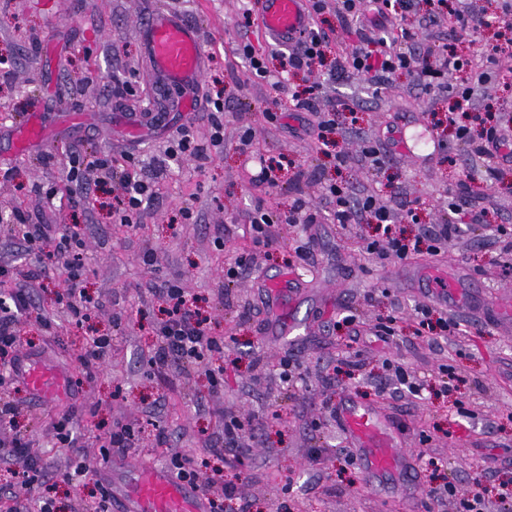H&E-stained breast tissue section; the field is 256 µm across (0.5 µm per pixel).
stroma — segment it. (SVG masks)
Listing matches in <instances>:
<instances>
[{"mask_svg":"<svg viewBox=\"0 0 512 512\" xmlns=\"http://www.w3.org/2000/svg\"><path fill=\"white\" fill-rule=\"evenodd\" d=\"M181 9L201 31L208 65L201 98L223 95L224 143L209 147L210 109L189 116L172 114L169 122L128 139L116 129L119 113L149 111L156 97L145 83L138 32L151 9ZM240 0H0V54L11 63V86H0V208L27 210L34 223L55 224L85 240L84 276L79 287L94 309L83 326L68 323L57 297L67 287L61 269L41 277L33 291L40 313L52 316L53 327L32 321L21 327L36 358L69 377L66 394L52 403L32 398L27 389L7 388L0 398L18 406L17 425L34 441L38 465L55 479L58 512H72L95 494V481L75 476L71 449L47 438L43 423L50 414L75 410L69 429L93 458L100 479L109 480L125 462L166 472L171 455L194 461L208 449L224 445L227 416L248 417L251 428L238 440L246 453L225 466L224 477L237 484L251 512H424L429 490L451 485L433 505L434 512H457L461 499L481 487L487 512H498L501 484L512 482V328L486 321L477 308H452L421 294L410 271L432 263L464 271L477 295L512 296V268L505 267L501 244L489 228L512 227V169L498 181L472 167L466 144L448 129V95L426 92L415 73L393 76L390 88L374 90L362 81H324L315 105L339 113L338 149L348 155L343 166L317 153L311 125L313 113L295 108L292 95L308 85L309 74L284 75L271 62V79L255 82L236 52L241 42L264 49L268 40L258 26L238 25ZM430 0H414L407 16L416 26L415 49L437 64L448 41L443 28L425 25ZM59 40L60 53L48 43ZM140 81L136 95L118 90L123 80ZM286 115L285 124L268 122L263 112ZM39 113L46 136L22 155L12 156L14 131ZM190 125L207 148L199 160H172L166 150L181 125ZM252 131L250 147L240 137ZM435 142L430 151L413 155L401 150L400 133ZM382 141L384 166L370 172L357 160L365 141ZM141 156L144 179L160 187L136 230L113 225L108 213L112 195L100 185L99 171L86 174L95 205L58 208L45 192L61 186L62 169L72 148ZM282 157L301 165L307 180L294 183L283 170L277 187H254L250 178L259 158ZM335 180L359 191L373 186L382 200L395 206L396 228L405 235L423 234L443 223L459 182L483 209V223L464 228L437 255L410 260L378 261L364 255L376 239L374 225L333 223L322 196L325 182ZM303 197L319 217L314 224L279 227V239L254 253L245 232L247 213L257 203L288 211ZM418 213L405 218V205ZM191 209L197 223L184 224L180 212ZM309 248L307 262L297 263L306 281L293 310L305 322L295 341L264 335L270 306L256 283L261 273L287 269L296 246ZM156 252L154 265L144 264L145 247ZM255 255L250 272L234 284L224 282V266L237 255ZM177 281L201 299L212 328L229 336L224 348V384L212 388L204 372L148 373L141 356L156 342L163 303L155 290ZM429 307L433 318L455 319L460 329L444 334L420 331L416 313ZM372 326L395 318L388 341L356 336L345 316ZM115 337L111 359L93 380H85L79 355L86 337ZM298 362L302 376L282 380L284 353ZM403 364L422 382L420 395L397 389L387 362ZM457 390L445 392L446 380ZM376 404L403 426L407 452L415 459L414 494L373 491L359 465L348 464L347 441L336 425L333 409L343 398ZM466 414H459L457 402ZM140 427V446L127 457H102L99 439L115 423ZM164 433V453L155 450ZM431 440L421 444V434ZM72 481H60L64 472Z\"/></svg>","mask_w":512,"mask_h":512,"instance_id":"1","label":"stroma"}]
</instances>
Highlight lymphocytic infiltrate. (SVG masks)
Here are the masks:
<instances>
[{
	"instance_id": "f902f5d3",
	"label": "lymphocytic infiltrate",
	"mask_w": 512,
	"mask_h": 512,
	"mask_svg": "<svg viewBox=\"0 0 512 512\" xmlns=\"http://www.w3.org/2000/svg\"><path fill=\"white\" fill-rule=\"evenodd\" d=\"M308 2L312 26L305 41L297 47L275 49L264 55L256 53L251 44L239 43L238 53L251 77L266 80L270 75L268 60L272 57L278 59L282 72L303 70L314 75V82L295 98L297 108L303 110L313 107L320 88L318 79L324 75L331 79L362 78L378 89L386 87L392 76L403 70L417 71L429 86L445 77L449 80L447 89L451 99L448 123L457 137L470 146L473 161L481 162L492 179L504 164L512 162V126L504 124L502 117L492 112L481 119L474 116L478 101L488 98V74L473 64L474 59L479 58L495 66L498 73L512 74V0H502L505 20L498 30L496 43L471 44L465 55L457 51L455 44L445 45L434 67L408 51L415 39L412 27L406 23L413 0H336L339 27L331 33L321 26L327 0ZM428 21L433 25H448L455 35L477 31L486 23L466 0H461L453 9L448 8L446 0H436ZM354 24H368L372 30L361 34L354 43L341 45L335 59H327L325 47L330 38L341 37ZM139 166V161L131 154L115 157L103 152L88 158L80 150H73L67 161L69 192L80 200H87L85 173L90 169L101 171L106 179L121 185L120 193L114 195L109 204L113 223L134 226L156 196L154 184L142 179ZM323 196L331 207L333 223L345 225L363 220L377 226L381 237L370 242L366 251L381 258L393 256L403 260L424 248L436 253L448 246L461 225L482 220L481 213L470 209L466 196L462 195L450 206L447 223L435 225L426 238H410L394 231V208L382 202L373 190L356 194L347 184L329 182L323 187ZM281 220L288 224H313L317 217L302 199L296 200L285 215L255 207L248 215V222L256 249L272 245L271 228ZM14 221L20 245L33 256L35 267L25 271L13 258L0 256V284L8 286L5 297L0 299V386L15 382V368L22 357L20 325L33 304L32 281L59 265L65 266L76 279L83 268L84 243L77 233L59 232L54 224L30 223L22 211L15 213ZM162 297L164 317L156 328L157 345L148 355L147 366L160 374L197 367L205 370L213 386H221L224 369L213 366L212 359L223 354L224 339L212 331L201 313L197 296L171 283L163 288ZM16 417L14 405L0 402V430L14 431ZM31 446L30 439L15 431L10 439L0 440V460L10 465L12 476L5 492L0 494V512H57L45 474L29 459ZM170 469L175 480L208 496L211 512H224V503L228 500L237 501V512H250V503L240 498L235 484L226 482L215 486L213 479L204 476L193 462L178 456L172 458Z\"/></svg>"
}]
</instances>
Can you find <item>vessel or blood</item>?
Listing matches in <instances>:
<instances>
[{
    "label": "vessel or blood",
    "instance_id": "vessel-or-blood-1",
    "mask_svg": "<svg viewBox=\"0 0 512 512\" xmlns=\"http://www.w3.org/2000/svg\"><path fill=\"white\" fill-rule=\"evenodd\" d=\"M304 4L305 0H257V12L267 34L290 45L301 40L306 31ZM140 39L158 87L176 97L174 111H196L199 101L195 88L205 65L197 26L183 14L157 10L142 25ZM417 285L459 308L477 303L464 274L454 269L422 267ZM22 380L28 390L48 401L67 387L64 376L38 363L27 366ZM336 415L369 478L381 480L407 472L410 461L403 450L406 436L380 408L346 398L338 403ZM111 490L114 512H210L209 500L200 491L142 467L134 468L130 478L112 483Z\"/></svg>",
    "mask_w": 512,
    "mask_h": 512
}]
</instances>
